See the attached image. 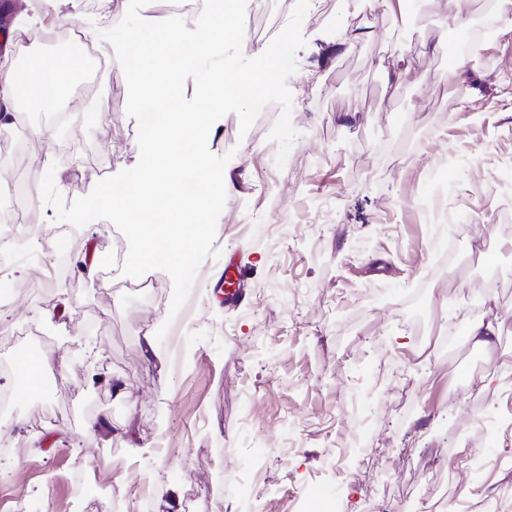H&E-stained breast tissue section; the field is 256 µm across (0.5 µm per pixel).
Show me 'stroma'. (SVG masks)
I'll return each mask as SVG.
<instances>
[{
  "label": "stroma",
  "instance_id": "stroma-1",
  "mask_svg": "<svg viewBox=\"0 0 512 512\" xmlns=\"http://www.w3.org/2000/svg\"><path fill=\"white\" fill-rule=\"evenodd\" d=\"M452 2L414 0L399 17L378 0H310L287 81L298 137L280 169L279 105L245 133L233 113L214 123L207 148L228 156L235 188L220 255L176 312L166 272L145 273L152 292L124 275L128 242L112 223L73 227L41 198L47 170L69 204L137 164L112 46L90 43L111 63L93 89L15 118L55 134L0 135V206L18 173L31 209L26 226L0 227V389L15 392L0 417V512H81L82 498L109 505L141 488L148 512H226L243 466L258 477L237 512H323L325 497L339 512L382 499L390 512H512V26L450 73L463 32ZM294 5L246 0L243 54L268 47ZM22 6L0 11V61L62 52V39L23 31ZM350 31L362 39L345 42ZM228 261L246 294L233 307L215 292ZM419 298L434 335L407 319ZM488 321L501 336L474 346L470 328ZM162 326L146 354L144 334ZM29 329L53 359L35 397L9 371ZM363 439L387 454L362 480ZM463 448L481 456L479 477Z\"/></svg>",
  "mask_w": 512,
  "mask_h": 512
}]
</instances>
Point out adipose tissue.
<instances>
[{
    "label": "adipose tissue",
    "mask_w": 512,
    "mask_h": 512,
    "mask_svg": "<svg viewBox=\"0 0 512 512\" xmlns=\"http://www.w3.org/2000/svg\"><path fill=\"white\" fill-rule=\"evenodd\" d=\"M82 67L78 56L45 55L25 67L0 68V107L12 112L18 101L55 103Z\"/></svg>",
    "instance_id": "ef3b65f1"
}]
</instances>
